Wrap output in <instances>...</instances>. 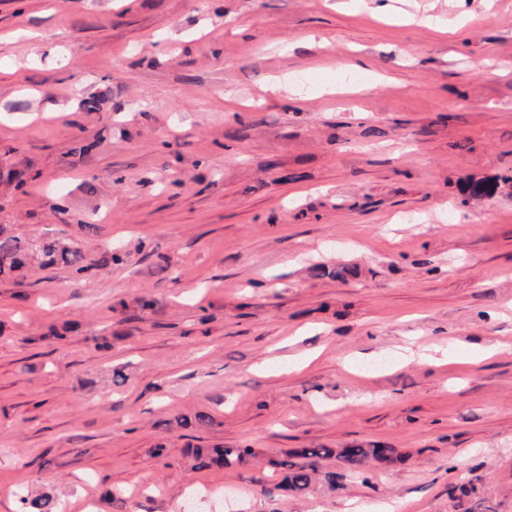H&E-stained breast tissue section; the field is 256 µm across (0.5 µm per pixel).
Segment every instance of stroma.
<instances>
[{
  "label": "stroma",
  "instance_id": "35a3bbf8",
  "mask_svg": "<svg viewBox=\"0 0 512 512\" xmlns=\"http://www.w3.org/2000/svg\"><path fill=\"white\" fill-rule=\"evenodd\" d=\"M503 61L512 0H0V224L86 266L0 280V512H512ZM38 251L42 257L46 258V264L52 265L60 262L75 268L77 272H82L86 268L83 265L84 257L78 250L67 246H60L55 241L42 244ZM413 343L410 346H407L399 352V360L401 363L405 365H432L438 364L441 361L443 355L448 353L447 349L441 350L440 348L436 349H422V348H413ZM441 353V357L438 354ZM395 449L364 448L352 446L347 448H303L288 453L284 458L268 461L269 466L285 473L286 488L295 494H304L311 490L317 480V459L335 456L343 468V472L329 473L328 481L332 488L343 486L342 480L347 477L361 475L373 463H389L394 461ZM310 459L307 464L300 465L293 461L294 457ZM193 456L198 468L211 465H248L254 457L249 448H214L212 451L196 448Z\"/></svg>",
  "mask_w": 512,
  "mask_h": 512
}]
</instances>
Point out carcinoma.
<instances>
[{"label":"carcinoma","mask_w":512,"mask_h":512,"mask_svg":"<svg viewBox=\"0 0 512 512\" xmlns=\"http://www.w3.org/2000/svg\"><path fill=\"white\" fill-rule=\"evenodd\" d=\"M41 256L49 265L58 262L71 266L78 272L85 270L82 254L55 241L42 244L38 248ZM33 249L14 235L5 225H0V278L10 277L22 270L32 258ZM396 454L393 448H364L352 446L347 448H303L288 453L283 458L268 461L269 466L285 473L286 488L295 494H304L311 490L317 480V460L336 457L343 471L327 475L331 487L342 485V480L362 474L373 463H389L394 461ZM197 467L205 468L215 465H248L253 454L248 448H215L211 451L197 448L193 452ZM303 457L308 463L300 465L293 461L295 457Z\"/></svg>","instance_id":"cac0c4a2"}]
</instances>
